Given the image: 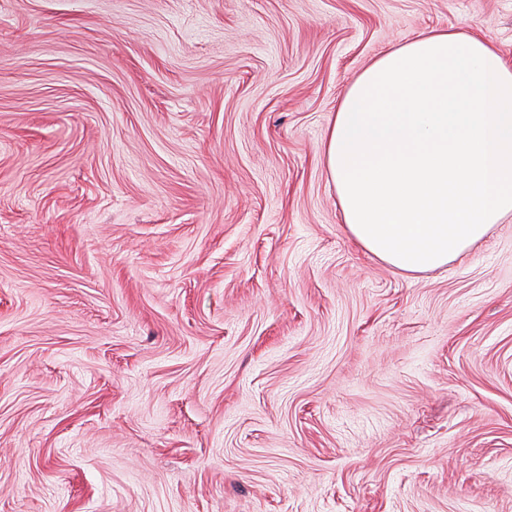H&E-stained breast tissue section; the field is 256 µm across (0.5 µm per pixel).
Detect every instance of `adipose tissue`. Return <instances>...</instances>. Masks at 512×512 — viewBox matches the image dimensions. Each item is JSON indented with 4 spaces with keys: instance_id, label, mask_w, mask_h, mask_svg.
<instances>
[{
    "instance_id": "1",
    "label": "adipose tissue",
    "mask_w": 512,
    "mask_h": 512,
    "mask_svg": "<svg viewBox=\"0 0 512 512\" xmlns=\"http://www.w3.org/2000/svg\"><path fill=\"white\" fill-rule=\"evenodd\" d=\"M348 235L403 273L466 254L512 215V65L435 30L350 85L323 145Z\"/></svg>"
}]
</instances>
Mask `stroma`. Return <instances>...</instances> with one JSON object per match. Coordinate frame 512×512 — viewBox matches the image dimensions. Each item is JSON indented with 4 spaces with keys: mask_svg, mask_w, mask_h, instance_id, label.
Instances as JSON below:
<instances>
[{
    "mask_svg": "<svg viewBox=\"0 0 512 512\" xmlns=\"http://www.w3.org/2000/svg\"><path fill=\"white\" fill-rule=\"evenodd\" d=\"M512 0H0V512H512V217L403 274L321 148Z\"/></svg>",
    "mask_w": 512,
    "mask_h": 512,
    "instance_id": "stroma-1",
    "label": "stroma"
}]
</instances>
